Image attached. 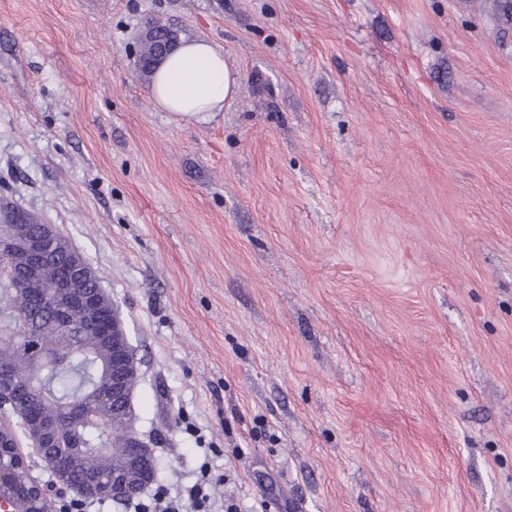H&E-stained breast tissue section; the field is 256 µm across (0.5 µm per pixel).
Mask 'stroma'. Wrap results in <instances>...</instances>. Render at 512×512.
Instances as JSON below:
<instances>
[{"instance_id":"stroma-1","label":"stroma","mask_w":512,"mask_h":512,"mask_svg":"<svg viewBox=\"0 0 512 512\" xmlns=\"http://www.w3.org/2000/svg\"><path fill=\"white\" fill-rule=\"evenodd\" d=\"M240 89L174 120L149 20ZM139 358L133 426L237 512H512V17L495 0H0V206ZM148 30L152 33L151 38H147L141 42V48L138 56V66L142 73L150 74L154 69L152 67V57L156 38L164 41H174L176 38V32L170 27L154 23L148 27Z\"/></svg>"}]
</instances>
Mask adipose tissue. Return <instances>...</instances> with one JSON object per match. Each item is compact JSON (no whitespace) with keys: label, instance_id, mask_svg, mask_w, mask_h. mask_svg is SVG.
Instances as JSON below:
<instances>
[{"label":"adipose tissue","instance_id":"1","mask_svg":"<svg viewBox=\"0 0 512 512\" xmlns=\"http://www.w3.org/2000/svg\"><path fill=\"white\" fill-rule=\"evenodd\" d=\"M240 77L222 49L205 39L183 42L157 67L151 97L176 118L208 123L238 91Z\"/></svg>","mask_w":512,"mask_h":512}]
</instances>
